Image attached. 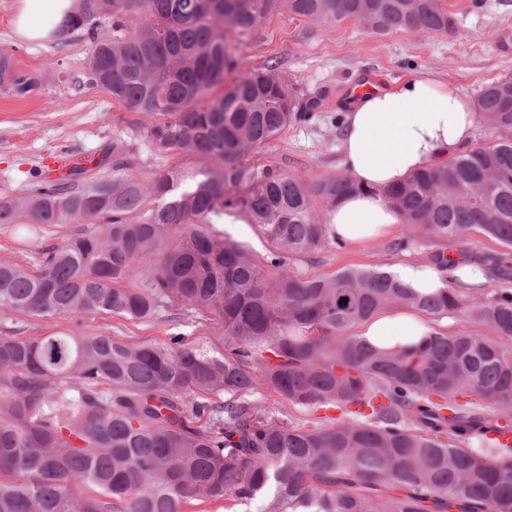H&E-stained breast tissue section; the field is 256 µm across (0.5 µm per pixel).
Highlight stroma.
Returning a JSON list of instances; mask_svg holds the SVG:
<instances>
[{
    "label": "stroma",
    "instance_id": "35a3bbf8",
    "mask_svg": "<svg viewBox=\"0 0 512 512\" xmlns=\"http://www.w3.org/2000/svg\"><path fill=\"white\" fill-rule=\"evenodd\" d=\"M17 3L0 0V48L16 47V67L41 77L42 86L25 98L0 91V198L31 188L33 173L55 178L52 157L63 147L89 159L86 176L90 179L111 175V166L101 156L115 143L128 151L125 172L129 175L150 177L177 163L175 155L152 152L144 133L150 122L147 115L126 109L96 88L78 94L72 91L68 78L84 71L90 51L83 38H73L62 48L51 40H19L14 32ZM485 3L483 11L474 12L470 0H445L446 8L459 20L453 36L423 31L375 35L349 20L325 28L293 19L283 10L271 11L238 46L243 62L250 68L275 65L300 92L312 97L322 90L328 99L310 119L290 124L277 139L250 151L249 163L257 168L275 166L311 183L342 173V125L335 117L342 112L345 91L367 75L383 77L389 91L415 77H432L453 85L471 101L485 84L512 75V54L496 50L493 37L498 29L512 28V0ZM58 233V228L49 227L28 237L16 228L0 226V260L33 263L37 250L53 244ZM391 245L385 239L360 249L333 247L313 260L297 261L296 266L312 274L347 267L369 269L394 265L406 253L427 262L445 248L442 241L426 233L418 234L408 251L392 250ZM17 326L28 336L77 328L127 343L163 341L173 333L192 341L217 333L212 325H188L170 319L165 312L151 324L109 314L37 318L0 313V331Z\"/></svg>",
    "mask_w": 512,
    "mask_h": 512
}]
</instances>
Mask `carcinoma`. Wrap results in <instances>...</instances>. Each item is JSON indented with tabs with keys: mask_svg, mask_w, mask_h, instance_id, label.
<instances>
[{
	"mask_svg": "<svg viewBox=\"0 0 512 512\" xmlns=\"http://www.w3.org/2000/svg\"><path fill=\"white\" fill-rule=\"evenodd\" d=\"M280 8L376 35L458 27L444 0H80L63 26L60 43L79 31L91 45L74 88L146 114L153 151L195 165L0 198L1 225H76L31 267L0 261V311L150 324L171 309L215 326L220 345L1 332L0 512H512V446L494 437L512 424V290L495 287L512 281V253L478 258L493 289L429 296L380 267L291 266L336 245L324 214L355 185L246 160L323 99L271 67L243 69L230 43ZM14 52L0 49V89L25 97L40 78ZM474 105L495 140L385 190L410 233L396 249L419 232L512 248V77ZM226 222L251 225L265 258ZM405 307L480 331H436L414 361L359 336Z\"/></svg>",
	"mask_w": 512,
	"mask_h": 512,
	"instance_id": "1",
	"label": "carcinoma"
}]
</instances>
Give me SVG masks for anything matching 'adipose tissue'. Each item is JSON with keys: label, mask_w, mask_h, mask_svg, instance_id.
Instances as JSON below:
<instances>
[{"label": "adipose tissue", "mask_w": 512, "mask_h": 512, "mask_svg": "<svg viewBox=\"0 0 512 512\" xmlns=\"http://www.w3.org/2000/svg\"><path fill=\"white\" fill-rule=\"evenodd\" d=\"M76 8V0H19L16 32L27 42L52 39ZM475 125L474 106L455 87L431 78H415L398 90L364 96L345 116L340 150L356 189L329 211L331 235L351 246L393 236L402 216L386 197V188L423 167L447 162L449 154L471 143ZM393 273L422 294L455 286L460 280L483 282L462 267L415 260L397 263ZM433 328L422 311L405 308L376 316L359 334L381 349H412Z\"/></svg>", "instance_id": "obj_1"}]
</instances>
